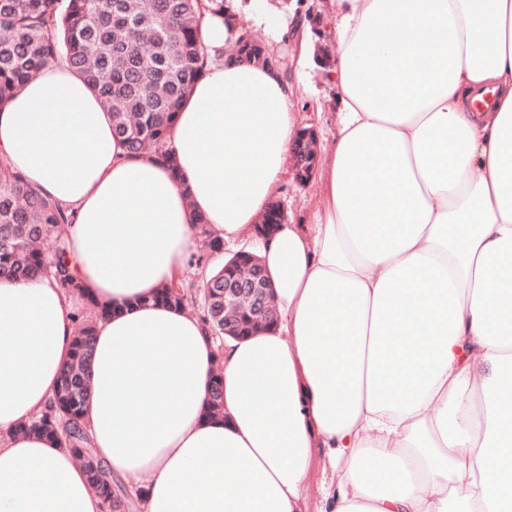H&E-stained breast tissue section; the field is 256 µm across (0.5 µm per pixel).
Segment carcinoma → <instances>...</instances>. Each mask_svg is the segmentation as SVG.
<instances>
[{
	"instance_id": "cac0c4a2",
	"label": "carcinoma",
	"mask_w": 512,
	"mask_h": 512,
	"mask_svg": "<svg viewBox=\"0 0 512 512\" xmlns=\"http://www.w3.org/2000/svg\"><path fill=\"white\" fill-rule=\"evenodd\" d=\"M205 12L239 21L227 0H0V103L19 93L48 64L65 63L100 96L124 149L154 153L172 166L166 133L180 103L204 73L198 28ZM234 43L236 61L273 60L269 49L242 25ZM283 220L280 204L272 203L258 233L271 234ZM65 222L58 205L0 163V277L34 280L54 270L62 288H77L66 263L65 237L58 233ZM195 227L204 255H224V240L213 235L203 218L196 219ZM47 237L54 238L49 253L36 247ZM256 261V255L238 251L221 269L203 277L193 295L176 283L160 289L151 301L182 306L194 299L214 335L249 336L258 324L248 302H241L234 320L224 323V283L237 279L243 267ZM112 312V306L88 300L72 315L73 355L53 401L41 417L22 423L20 429L72 449L91 487L112 512H121L125 502L115 495L96 460L83 423L91 395L94 326ZM223 407V383L217 376L208 410L219 416Z\"/></svg>"
}]
</instances>
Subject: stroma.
Listing matches in <instances>:
<instances>
[{"mask_svg":"<svg viewBox=\"0 0 512 512\" xmlns=\"http://www.w3.org/2000/svg\"><path fill=\"white\" fill-rule=\"evenodd\" d=\"M250 34L271 49L289 43L293 56L305 47H313L311 62L301 71H288L290 83L297 88L294 107L298 118L313 133L317 148L330 140L336 124V94L326 73L328 56L336 55L337 43L331 36L336 0H230ZM317 176L306 182L295 178L294 169H286L276 196L293 223H309L322 206Z\"/></svg>","mask_w":512,"mask_h":512,"instance_id":"obj_1","label":"stroma"}]
</instances>
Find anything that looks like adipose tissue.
Returning a JSON list of instances; mask_svg holds the SVG:
<instances>
[{"instance_id": "obj_1", "label": "adipose tissue", "mask_w": 512, "mask_h": 512, "mask_svg": "<svg viewBox=\"0 0 512 512\" xmlns=\"http://www.w3.org/2000/svg\"><path fill=\"white\" fill-rule=\"evenodd\" d=\"M199 31L208 64L166 135L176 168L127 152L66 64L0 105V160L65 211L79 285L0 278V512H105L70 449L19 429L53 398L87 298L116 312L83 420L143 512H302L320 448L338 473L320 512H512V0H336L323 204L264 239L295 89L225 57L230 21ZM196 213L256 243L276 327L221 341L144 304L195 251Z\"/></svg>"}]
</instances>
